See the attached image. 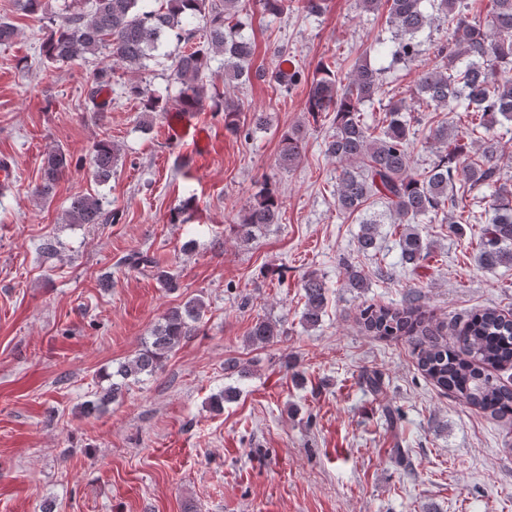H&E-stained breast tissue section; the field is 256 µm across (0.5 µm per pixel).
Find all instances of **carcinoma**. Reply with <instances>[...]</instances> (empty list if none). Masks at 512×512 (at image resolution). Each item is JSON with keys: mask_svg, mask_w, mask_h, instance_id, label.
I'll return each mask as SVG.
<instances>
[{"mask_svg": "<svg viewBox=\"0 0 512 512\" xmlns=\"http://www.w3.org/2000/svg\"><path fill=\"white\" fill-rule=\"evenodd\" d=\"M154 0H91L89 10L78 9L53 25L41 43V53L50 63L85 60L100 50H109L113 62L132 72L146 68L164 34L176 40L172 76L181 85L170 98L134 80L126 85L129 96L142 105L140 124L167 112H195L204 103L224 117V128L232 134L249 136L240 122L242 105L230 88L250 80L252 45L234 23L243 11V0H166L165 9L153 7ZM464 0H360L366 11L387 7V23L398 39L397 55L414 61L422 54L421 35L441 26L451 36L434 45L438 64L420 72L417 95L434 112H453L459 106L470 117L467 126L441 123L429 127L426 140L436 148V160L418 174L410 168L412 139L409 107L402 101L384 109L381 124H368L362 106L381 92V71L370 61L371 54L384 51L378 38L355 64L347 83L321 64L309 80L305 110L312 116L333 112L334 131L324 142L325 154L336 160V207L360 224L359 251L379 249L378 227L389 220L406 225L398 240L402 267L414 273L424 267L431 244L416 228L418 224H477V246L481 264L489 269L512 267V189L500 184L498 161L501 147L490 131L502 121L512 122V0H492L486 23L470 21L462 9ZM205 21L204 40H197V21ZM224 57V88L209 79L216 57ZM272 78L286 91L301 83L297 69H277ZM112 84V69L95 72L87 89L89 111L107 112L109 104L98 101L102 88ZM484 136L480 155L471 156L470 135ZM277 166L292 169L301 159L304 136L300 127L286 131L280 141ZM118 161V150L107 138L92 149L90 166L94 179L107 182ZM70 166L61 150L43 160L42 183L36 195L47 201L56 182ZM489 190L487 207L477 212L466 204L475 187ZM372 196L383 200L387 211L365 212ZM283 201L268 182L262 183L244 209L236 233L247 242L255 231L279 223ZM114 219L100 198L88 194L70 199L64 210L67 224H106ZM346 287L363 292L366 276L356 268H345ZM304 299L301 323L320 325L328 305L326 283L314 272L301 283ZM413 296L398 306L368 304L359 310L362 329L381 338H406L418 368L445 393L462 405L495 418L512 415V385L493 376L512 368V317L496 309L473 311L460 330L465 356L448 343L444 326L416 304ZM204 309L199 298L169 311L129 360L112 370V384L93 409L116 399L132 383L161 368L167 356L194 334ZM281 333L280 324L259 320L248 333L253 345L272 342ZM369 393L384 392L382 376L375 371L362 375Z\"/></svg>", "mask_w": 512, "mask_h": 512, "instance_id": "cac0c4a2", "label": "carcinoma"}]
</instances>
